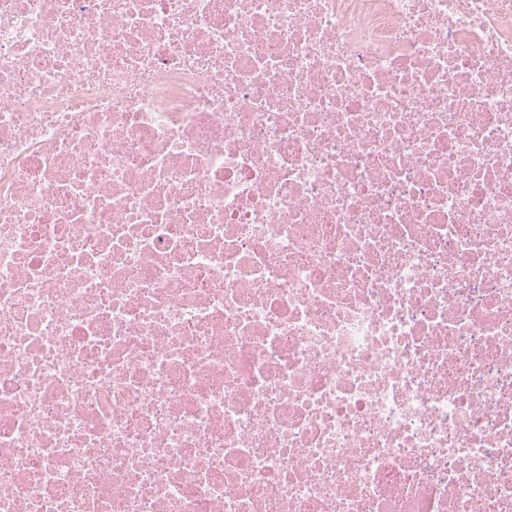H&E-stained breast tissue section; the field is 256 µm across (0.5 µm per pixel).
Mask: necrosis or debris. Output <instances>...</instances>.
Returning a JSON list of instances; mask_svg holds the SVG:
<instances>
[{
    "mask_svg": "<svg viewBox=\"0 0 512 512\" xmlns=\"http://www.w3.org/2000/svg\"><path fill=\"white\" fill-rule=\"evenodd\" d=\"M0 512H512V0H0Z\"/></svg>",
    "mask_w": 512,
    "mask_h": 512,
    "instance_id": "obj_1",
    "label": "necrosis or debris"
}]
</instances>
